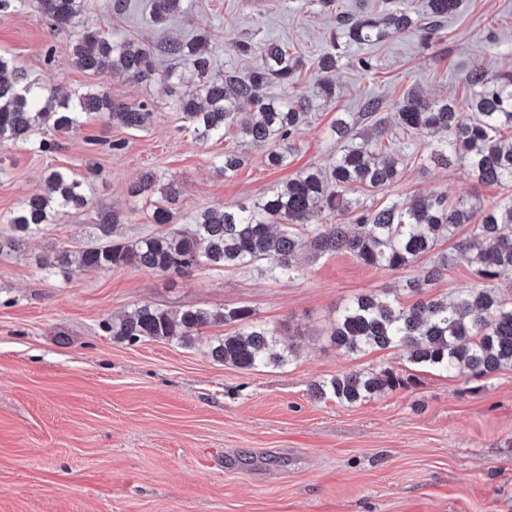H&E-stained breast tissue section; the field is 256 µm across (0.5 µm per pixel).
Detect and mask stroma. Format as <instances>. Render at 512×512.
Wrapping results in <instances>:
<instances>
[{
    "label": "stroma",
    "instance_id": "obj_1",
    "mask_svg": "<svg viewBox=\"0 0 512 512\" xmlns=\"http://www.w3.org/2000/svg\"><path fill=\"white\" fill-rule=\"evenodd\" d=\"M187 0V12L163 24L151 0H130L123 14L104 0H86L85 19L107 37L146 43L207 35L213 75L244 71L251 59L233 45L244 38L285 41L304 59L295 93L309 114L284 166L268 165L265 149L230 137L206 142L182 128L160 93L172 68L136 80L76 68L68 35L53 32L33 0L0 13V55L39 76L46 92L93 87L115 99L146 101L153 121L133 132L87 119L64 150L42 153L0 146V236L10 212L42 186L49 167L98 173L95 208L129 212L117 228L128 242L153 232L147 202L129 186L148 170L176 181L178 224L197 212L234 206L269 193L309 167H327L341 146L330 135L337 115L358 116L366 97L380 100L393 124L408 91L464 103L473 68L487 77L512 71V0H461L430 44L418 30L390 33L369 45L333 39L337 12L379 8L383 0H336L337 12L313 0ZM335 53L336 95H319L316 62ZM375 67L361 72L358 58ZM126 144L122 152L111 142ZM415 139V154L390 185L350 189L370 208L412 195H447L484 206L504 194L481 185L467 167L443 168ZM245 149L234 176L213 164L224 151ZM93 211L65 212L15 251L0 253V512H512V369L465 381L410 362L394 349L345 354L330 333L355 296L416 301L406 282L418 268L382 270L348 254L304 247L299 276H272L267 266L185 275L145 269H61L57 249L95 245ZM149 305L249 308L294 349L282 367L246 371L214 361L210 343L237 331L213 326L193 343L148 339L131 345L103 325ZM393 371L407 386L348 405L316 398L313 383L351 371Z\"/></svg>",
    "mask_w": 512,
    "mask_h": 512
}]
</instances>
